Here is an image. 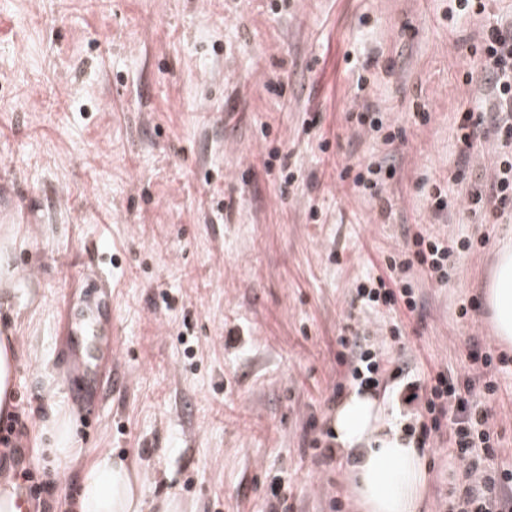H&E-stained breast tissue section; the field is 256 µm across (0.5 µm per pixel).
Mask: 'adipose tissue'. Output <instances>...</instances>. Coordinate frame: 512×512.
I'll list each match as a JSON object with an SVG mask.
<instances>
[{
    "instance_id": "ef3b65f1",
    "label": "adipose tissue",
    "mask_w": 512,
    "mask_h": 512,
    "mask_svg": "<svg viewBox=\"0 0 512 512\" xmlns=\"http://www.w3.org/2000/svg\"><path fill=\"white\" fill-rule=\"evenodd\" d=\"M494 334L512 347V246L503 245L485 288ZM336 449L350 457L359 512H418L428 479L425 456L402 424L392 420L376 394L351 391L332 415ZM133 465L111 453L84 469L76 512H140Z\"/></svg>"
}]
</instances>
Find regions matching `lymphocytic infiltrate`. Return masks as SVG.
Returning a JSON list of instances; mask_svg holds the SVG:
<instances>
[{"label":"lymphocytic infiltrate","mask_w":512,"mask_h":512,"mask_svg":"<svg viewBox=\"0 0 512 512\" xmlns=\"http://www.w3.org/2000/svg\"><path fill=\"white\" fill-rule=\"evenodd\" d=\"M482 77L496 105L494 112H459L456 118L457 140L461 145L456 178L470 173L472 151L482 140L495 141L498 148L496 169L492 176L477 178L466 195V209L472 215L494 218L512 217V24L496 22L485 26L478 42ZM395 168L389 158L371 162L365 172L343 169L342 178L369 190L380 213H387L389 201L380 190L385 178ZM471 238L447 241L437 235L417 233L411 246L394 251L386 260L387 277H376L370 284H359L356 298L362 307L403 306L418 309V302L406 275L421 268L445 282L461 254L473 249ZM336 353L339 365L348 366L352 382L374 391L384 377L397 383L402 401L404 427L415 437L418 447L431 448L447 443L460 464L462 491L448 512H512V469L497 468L501 436L490 422L488 404L499 391V375L512 367V357L494 354L480 342H473L466 361L459 369L441 370L433 375L411 372L406 367L387 368L383 357L386 339H400L399 327H392L383 337L362 323L355 312H348ZM18 415L0 428V469L14 470L29 485L34 501L50 493L44 481L26 464L23 449L15 436Z\"/></svg>","instance_id":"obj_1"}]
</instances>
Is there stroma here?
I'll list each match as a JSON object with an SVG mask.
<instances>
[{
    "label": "stroma",
    "mask_w": 512,
    "mask_h": 512,
    "mask_svg": "<svg viewBox=\"0 0 512 512\" xmlns=\"http://www.w3.org/2000/svg\"><path fill=\"white\" fill-rule=\"evenodd\" d=\"M450 18V0H10L0 7V339L18 350L9 395L21 442L54 485L49 512H68L82 467L103 452L136 463L143 512L174 495L184 512H268L274 479L291 512H355L343 455L307 446L327 428L344 368L337 340L357 281L416 233L488 234L448 282L417 275L419 308L381 310L399 322L390 354L418 371L456 368L471 338L494 353L483 299L512 219L489 224L434 212L432 185L454 182L462 109L489 111L471 47L512 0ZM372 59L355 93L348 59ZM277 84L279 92L268 89ZM376 105L399 137L359 122ZM428 113L421 122L420 113ZM392 155L380 215L340 181L343 164ZM291 187H284L287 174ZM86 264L112 288L118 377L86 416L51 361L86 337L62 333L99 300L67 270ZM242 343L226 348L228 329ZM493 419L499 464L512 468V372ZM76 455L53 454L49 420ZM420 512L456 500L446 447L424 451Z\"/></svg>",
    "instance_id": "obj_1"
}]
</instances>
